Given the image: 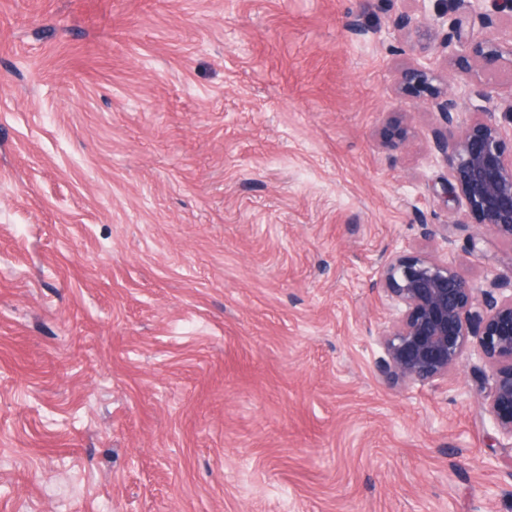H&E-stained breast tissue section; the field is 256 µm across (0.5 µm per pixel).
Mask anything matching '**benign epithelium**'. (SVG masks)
Wrapping results in <instances>:
<instances>
[{"mask_svg":"<svg viewBox=\"0 0 512 512\" xmlns=\"http://www.w3.org/2000/svg\"><path fill=\"white\" fill-rule=\"evenodd\" d=\"M413 2L416 9L399 13L387 29L393 36L418 34L410 56L398 63L394 93L435 110L434 148L465 207L452 221L455 229L472 218L512 244V153L505 152L504 127L495 115L502 110L512 126V78L498 84L483 78L504 63L512 66V0H453L450 13L430 10L429 0ZM476 19L509 30V38L475 34ZM435 49L457 73L451 85L435 66ZM411 136L407 113L393 111L377 145L393 161ZM486 244L484 234H470L464 253L484 257ZM461 263L451 249L438 256L406 248L389 253L373 284L394 311L379 338L383 356L375 371L388 388L409 389L446 379L477 356L485 366L478 377L481 410L512 440V273L490 263L476 282L461 273Z\"/></svg>","mask_w":512,"mask_h":512,"instance_id":"7a95c632","label":"benign epithelium"}]
</instances>
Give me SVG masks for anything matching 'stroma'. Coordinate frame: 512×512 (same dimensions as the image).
<instances>
[{
  "label": "stroma",
  "mask_w": 512,
  "mask_h": 512,
  "mask_svg": "<svg viewBox=\"0 0 512 512\" xmlns=\"http://www.w3.org/2000/svg\"><path fill=\"white\" fill-rule=\"evenodd\" d=\"M402 0H0V512H512L471 363L388 389ZM356 21L360 32L348 29ZM388 117L377 134V145L394 161L406 148L411 136L412 125L407 112H388Z\"/></svg>",
  "instance_id": "stroma-1"
}]
</instances>
